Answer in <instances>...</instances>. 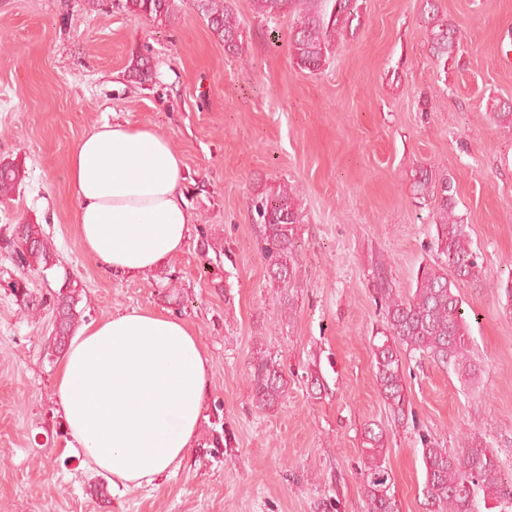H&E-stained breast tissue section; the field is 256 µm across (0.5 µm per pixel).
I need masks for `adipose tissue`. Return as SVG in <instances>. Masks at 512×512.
<instances>
[{"label":"adipose tissue","mask_w":512,"mask_h":512,"mask_svg":"<svg viewBox=\"0 0 512 512\" xmlns=\"http://www.w3.org/2000/svg\"><path fill=\"white\" fill-rule=\"evenodd\" d=\"M182 159L152 128L102 122L73 148L76 223L104 271L140 275L182 253L190 218ZM211 356L190 326L131 309L71 338L55 376L67 446L115 488L152 484L195 447L209 395Z\"/></svg>","instance_id":"obj_1"}]
</instances>
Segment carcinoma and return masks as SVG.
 <instances>
[{
  "mask_svg": "<svg viewBox=\"0 0 512 512\" xmlns=\"http://www.w3.org/2000/svg\"><path fill=\"white\" fill-rule=\"evenodd\" d=\"M183 0H89L94 11L121 12L166 24L177 16ZM193 9L206 21L213 36L224 43L230 54H242L245 35L229 0H191ZM421 23L427 29L431 55L446 62L456 52V30L440 20L435 4L426 0ZM256 17L274 22L290 14L295 22L288 32V49L302 70L317 72L331 58L333 44L351 31L359 17V0H252ZM132 73L144 83L153 77L147 55L136 58ZM497 123L512 125V102L493 99L487 105ZM20 168L0 163V198L10 196L20 184ZM414 191L420 196L439 194L440 203L432 215L435 237L432 247L439 263L422 271L413 293L402 294L394 288L387 272L386 259L372 262L371 282L375 301L383 310L384 321L373 336V369L379 394L391 423L406 428L416 422L406 385L402 353L417 355L455 374L465 385L476 379L472 360L470 328L462 313L463 284L479 286L483 261L474 249L468 225L456 212L457 191L452 178L422 168L415 173ZM259 228V246L267 266L270 283L290 288L299 264V225L303 211L293 187L283 185L274 191L256 194L250 203ZM4 250L20 270H33L46 276L58 266L59 258L41 224H15L3 239ZM20 307L35 315L51 307L58 321L50 337L49 355L61 353L76 327L84 320L79 306L83 285L65 278L52 297L32 295L24 280L10 283ZM249 385L259 406L274 408L281 403L287 380L279 363L258 348L250 361ZM425 478L421 489L424 512H481V503L493 501L499 512H512V473H504L499 461L480 431L472 427L463 437V448L452 452L440 448L430 438L419 436ZM386 434L369 423L364 428L360 490L367 512H400L394 479L386 464Z\"/></svg>",
  "mask_w": 512,
  "mask_h": 512,
  "instance_id": "1",
  "label": "carcinoma"
}]
</instances>
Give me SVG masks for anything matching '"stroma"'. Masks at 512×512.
<instances>
[{
  "label": "stroma",
  "mask_w": 512,
  "mask_h": 512,
  "mask_svg": "<svg viewBox=\"0 0 512 512\" xmlns=\"http://www.w3.org/2000/svg\"><path fill=\"white\" fill-rule=\"evenodd\" d=\"M459 31L447 64L420 26L424 0H359L353 33L318 73L298 67L292 16L267 28L251 0H232L246 36L229 55L192 8L157 25L85 0H0V163L25 177L0 198L9 227L43 225L59 265L20 274L0 250V512H366L359 489L365 424L387 429V465L400 512H422L418 434L456 451L478 427L512 472V314L498 296L512 276V126L494 123L491 99L512 100V0H436ZM151 56L152 81L132 75ZM148 126L184 163L191 216L183 252L146 275L103 272L75 223L69 157L102 119ZM422 168L451 176L456 211L483 257L484 283L462 285L479 378L466 387L435 365L405 358L417 425L389 427L372 369L383 312L371 259L386 256L395 287L416 288L434 264L438 200L413 191ZM291 185L299 230L297 312L267 277L249 208L261 191ZM220 243V264L202 240ZM26 276L37 295L64 277L84 288L87 320L130 308L184 320L211 355L201 443L175 474L118 490L66 452L56 412L58 357L47 354L52 311L26 316L9 284ZM281 364V404L259 407L248 385L256 347ZM316 363L321 390L305 368ZM226 430L219 455L206 438Z\"/></svg>",
  "instance_id": "35a3bbf8"
}]
</instances>
